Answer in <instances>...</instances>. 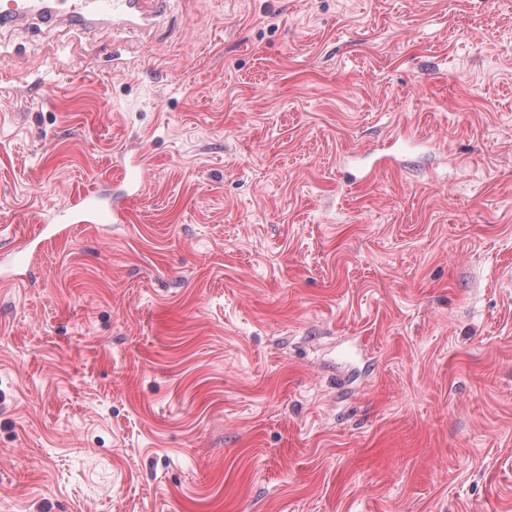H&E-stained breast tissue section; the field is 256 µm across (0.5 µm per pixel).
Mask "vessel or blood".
Segmentation results:
<instances>
[{
  "label": "vessel or blood",
  "mask_w": 512,
  "mask_h": 512,
  "mask_svg": "<svg viewBox=\"0 0 512 512\" xmlns=\"http://www.w3.org/2000/svg\"><path fill=\"white\" fill-rule=\"evenodd\" d=\"M62 13L71 21L86 22L91 17L109 13L119 20L149 22L164 9L165 0H59ZM126 221L122 195H88L79 209L61 208L56 221L42 225L41 235L51 239L68 236L78 224H122Z\"/></svg>",
  "instance_id": "1"
}]
</instances>
